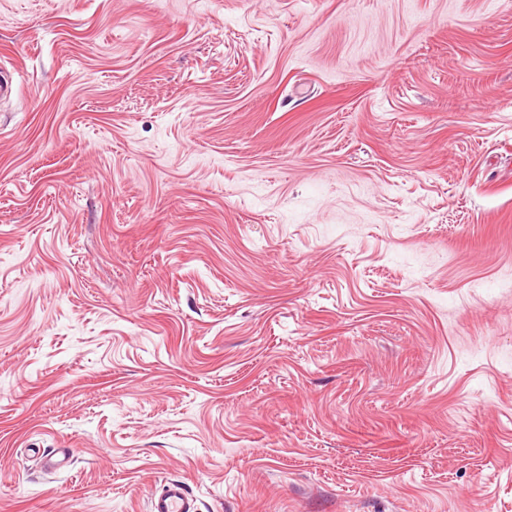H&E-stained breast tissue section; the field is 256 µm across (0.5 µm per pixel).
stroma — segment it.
Instances as JSON below:
<instances>
[{
	"label": "stroma",
	"instance_id": "obj_1",
	"mask_svg": "<svg viewBox=\"0 0 512 512\" xmlns=\"http://www.w3.org/2000/svg\"><path fill=\"white\" fill-rule=\"evenodd\" d=\"M0 71V512H512V0H0ZM149 512H199L184 483L170 479L150 500Z\"/></svg>",
	"mask_w": 512,
	"mask_h": 512
}]
</instances>
